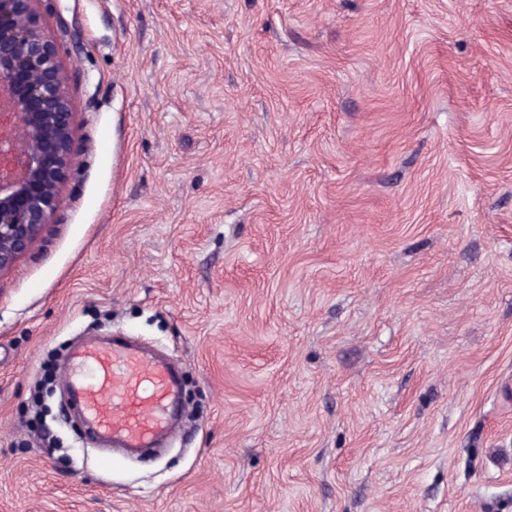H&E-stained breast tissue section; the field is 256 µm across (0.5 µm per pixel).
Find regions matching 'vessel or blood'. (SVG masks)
Listing matches in <instances>:
<instances>
[{"mask_svg": "<svg viewBox=\"0 0 512 512\" xmlns=\"http://www.w3.org/2000/svg\"><path fill=\"white\" fill-rule=\"evenodd\" d=\"M67 389L86 420L125 448H149L176 427L178 389L167 363L115 343L70 357Z\"/></svg>", "mask_w": 512, "mask_h": 512, "instance_id": "1", "label": "vessel or blood"}]
</instances>
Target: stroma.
<instances>
[{
  "label": "stroma",
  "instance_id": "1",
  "mask_svg": "<svg viewBox=\"0 0 512 512\" xmlns=\"http://www.w3.org/2000/svg\"><path fill=\"white\" fill-rule=\"evenodd\" d=\"M56 224L0 274V512H512V0H51ZM179 369L160 453L74 348Z\"/></svg>",
  "mask_w": 512,
  "mask_h": 512
}]
</instances>
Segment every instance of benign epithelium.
Returning <instances> with one entry per match:
<instances>
[{
  "label": "benign epithelium",
  "instance_id": "7a95c632",
  "mask_svg": "<svg viewBox=\"0 0 512 512\" xmlns=\"http://www.w3.org/2000/svg\"><path fill=\"white\" fill-rule=\"evenodd\" d=\"M43 0H0V274L54 222L70 177L73 111Z\"/></svg>",
  "mask_w": 512,
  "mask_h": 512
}]
</instances>
